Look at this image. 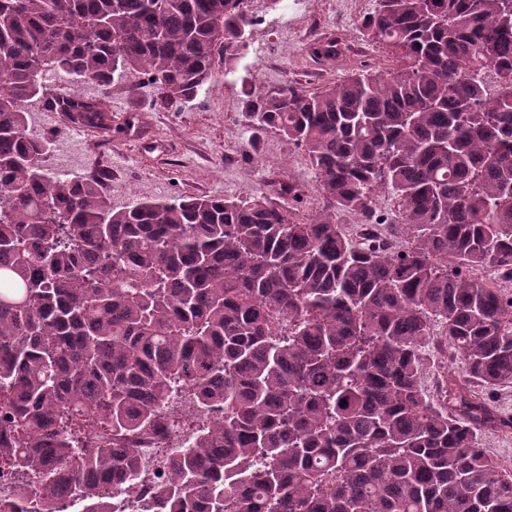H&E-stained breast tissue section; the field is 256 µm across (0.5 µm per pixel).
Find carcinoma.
<instances>
[{
    "label": "carcinoma",
    "instance_id": "1",
    "mask_svg": "<svg viewBox=\"0 0 512 512\" xmlns=\"http://www.w3.org/2000/svg\"><path fill=\"white\" fill-rule=\"evenodd\" d=\"M377 2L361 33L398 66L246 93L316 174L325 208L300 219L289 182L115 209L31 130L33 102L110 129L84 85L118 73L193 100L247 49L244 0H0V479H18L0 512H112L144 470L129 438L179 401L212 420L137 512H512L479 442L512 433L486 397L512 383V0ZM340 53L313 36L314 58ZM382 190L399 249L336 220L382 223ZM438 325L462 376L434 397Z\"/></svg>",
    "mask_w": 512,
    "mask_h": 512
}]
</instances>
